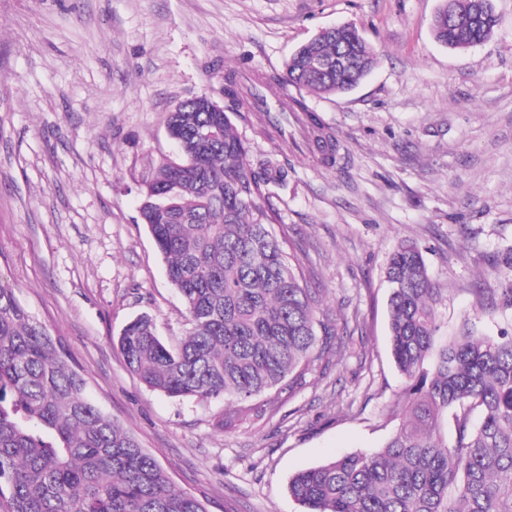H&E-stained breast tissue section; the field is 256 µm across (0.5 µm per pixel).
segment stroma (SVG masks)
<instances>
[{
	"mask_svg": "<svg viewBox=\"0 0 512 512\" xmlns=\"http://www.w3.org/2000/svg\"><path fill=\"white\" fill-rule=\"evenodd\" d=\"M493 3L494 35L454 50L431 32L442 0H0V281L207 512H303L293 474L395 431L404 381L385 268L400 244L423 253L440 335L467 316L512 333V308L480 311L503 282L493 259L512 247V0ZM346 23L376 50L371 73L341 95L288 90L339 142L335 163L298 126L283 139L259 112L231 115L251 168L288 173L265 204L336 335L303 385L256 398L221 431L224 401L149 390L117 345L142 314L169 346L187 331L141 190L179 158L166 124L177 105L220 98L228 71L279 93L269 79L296 48Z\"/></svg>",
	"mask_w": 512,
	"mask_h": 512,
	"instance_id": "35a3bbf8",
	"label": "stroma"
}]
</instances>
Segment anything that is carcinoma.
<instances>
[{
  "mask_svg": "<svg viewBox=\"0 0 512 512\" xmlns=\"http://www.w3.org/2000/svg\"><path fill=\"white\" fill-rule=\"evenodd\" d=\"M498 25L492 0H444L434 38L452 49L487 40ZM358 29L338 25L302 44L286 81L316 94H342L375 67ZM234 112L257 106L252 88L224 75ZM218 124L219 140L200 134ZM182 159L162 164L142 191L141 218L182 298L188 331L168 347L140 316L117 337L129 369L170 398L233 400L215 428L232 429L256 396L299 384L321 361L331 335L319 296L303 282L261 204L283 182L272 162L254 171L228 112L198 99L167 118ZM330 158L339 144L320 133ZM494 269L507 279L499 301L512 308V249ZM388 326L404 379L396 432L374 453H355L295 474L288 484L305 512H512V334L486 336L465 319L457 336H437L435 288L419 247L389 257ZM453 411L455 438L444 418ZM0 512H207L175 487L156 457L87 395L65 349L0 282Z\"/></svg>",
  "mask_w": 512,
  "mask_h": 512,
  "instance_id": "1",
  "label": "carcinoma"
}]
</instances>
